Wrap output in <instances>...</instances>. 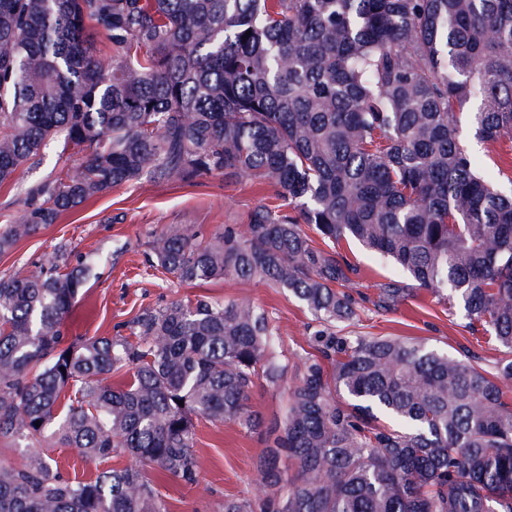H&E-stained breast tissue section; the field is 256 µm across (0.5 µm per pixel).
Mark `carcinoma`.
I'll return each instance as SVG.
<instances>
[{"instance_id": "cac0c4a2", "label": "carcinoma", "mask_w": 512, "mask_h": 512, "mask_svg": "<svg viewBox=\"0 0 512 512\" xmlns=\"http://www.w3.org/2000/svg\"><path fill=\"white\" fill-rule=\"evenodd\" d=\"M463 118L476 141L512 143V0H0V186L57 143L85 151L28 190L0 255L125 183L245 175L278 204L208 237L170 224L148 240L152 266L271 281L318 320L293 362L266 309L205 297L69 342L102 259L70 268L57 244L0 277V438L31 443L22 466L0 463V512H167L145 467L195 484L193 419L261 429L252 388L290 369L263 488L219 512H512V159L488 171ZM344 240L409 276L375 308L421 289L459 306L502 349L494 371L337 334L360 275ZM111 373L123 380L102 384ZM59 445L134 463L66 478L44 452Z\"/></svg>"}]
</instances>
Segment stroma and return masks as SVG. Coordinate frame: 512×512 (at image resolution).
<instances>
[{
  "instance_id": "1",
  "label": "stroma",
  "mask_w": 512,
  "mask_h": 512,
  "mask_svg": "<svg viewBox=\"0 0 512 512\" xmlns=\"http://www.w3.org/2000/svg\"><path fill=\"white\" fill-rule=\"evenodd\" d=\"M81 157L79 148L73 146L53 148L42 163L30 166L21 182L0 187V225L11 223L18 216L32 185L56 176ZM271 195L267 186L245 176H204L192 185L159 180L125 184L64 213L56 224L21 241L12 252L0 255V277L20 267L33 268L62 241L69 246L70 264H77L91 252L106 260L98 278L89 280L64 320L62 332L67 339L115 336L120 334L122 324L131 321L142 308L174 297L193 299L204 295L265 307L275 318L284 351L299 355L307 348L317 322L306 308L271 283L229 277L186 286L163 280L145 262L151 233L165 225L180 224L210 234L220 225L240 223L256 205L271 203ZM338 249L359 267L358 290L363 294L374 295L380 284L399 275L393 265L357 243L343 242ZM355 328L371 336L419 339L449 354L475 358L488 369L500 356L496 345L484 338L479 324L470 323L457 307L438 302L424 291L391 312L376 311L368 303L359 304ZM287 390L284 384L272 387L256 382L252 404L263 417L264 431L247 433L234 423L197 420L196 484L187 487L170 476L154 477L169 512H217L225 498L257 494V467L267 446L266 430L281 422ZM49 454L59 462L64 475L81 479L131 462L130 457L122 455L85 463L74 448H53Z\"/></svg>"
}]
</instances>
